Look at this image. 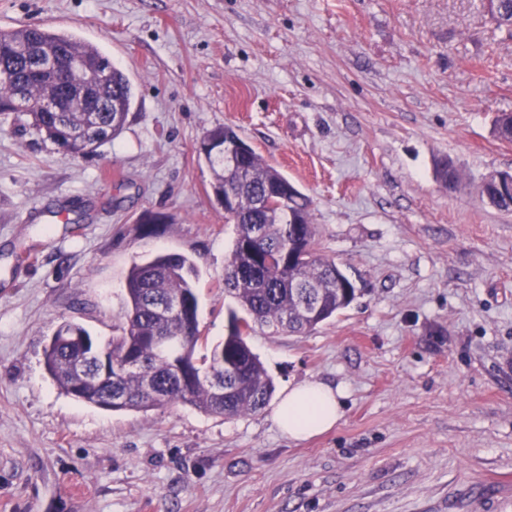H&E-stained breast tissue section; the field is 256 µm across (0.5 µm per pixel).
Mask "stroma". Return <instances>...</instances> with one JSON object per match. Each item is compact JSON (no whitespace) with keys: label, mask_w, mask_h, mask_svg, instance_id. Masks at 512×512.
<instances>
[{"label":"stroma","mask_w":512,"mask_h":512,"mask_svg":"<svg viewBox=\"0 0 512 512\" xmlns=\"http://www.w3.org/2000/svg\"><path fill=\"white\" fill-rule=\"evenodd\" d=\"M27 23L104 49L135 100L85 156L0 125V512H512V211L477 191L512 172V30L485 0H0V28ZM222 126L312 198L357 286L308 335L249 337L275 391L344 387L306 441L266 409L81 403L44 367L63 322L112 336L159 252L193 260L222 341L234 227L201 152Z\"/></svg>","instance_id":"stroma-1"}]
</instances>
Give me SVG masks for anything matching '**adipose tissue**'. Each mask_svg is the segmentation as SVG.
<instances>
[{"mask_svg": "<svg viewBox=\"0 0 512 512\" xmlns=\"http://www.w3.org/2000/svg\"><path fill=\"white\" fill-rule=\"evenodd\" d=\"M343 392L330 384L309 381L283 390L272 409L281 435L306 440L330 431L343 416Z\"/></svg>", "mask_w": 512, "mask_h": 512, "instance_id": "obj_1", "label": "adipose tissue"}]
</instances>
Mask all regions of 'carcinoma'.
<instances>
[{
	"label": "carcinoma",
	"mask_w": 512,
	"mask_h": 512,
	"mask_svg": "<svg viewBox=\"0 0 512 512\" xmlns=\"http://www.w3.org/2000/svg\"><path fill=\"white\" fill-rule=\"evenodd\" d=\"M63 54L105 74L90 112L74 94L61 112L43 102L61 92L57 71L35 72L34 56ZM133 87L123 71L97 47L73 34L38 25L0 31V116L34 130L65 155H86L122 132L133 105ZM238 135L229 127L208 131L204 152L213 173L215 199L233 193L224 210L235 237L224 270V288L236 300L224 340L200 353L203 336L185 314L198 318L194 262L179 253H161L134 264L126 277L127 308L116 334L99 342L81 325L59 326L44 351L46 371L75 400L98 404L109 393L128 396L122 410H149L189 404L203 412L234 418L260 411L273 382L247 337L257 326L308 335L356 298L354 281L324 255L312 224V200L255 150L235 170L224 162V146ZM306 257H284L291 240ZM165 338L181 343L160 347Z\"/></svg>",
	"instance_id": "cac0c4a2"
}]
</instances>
